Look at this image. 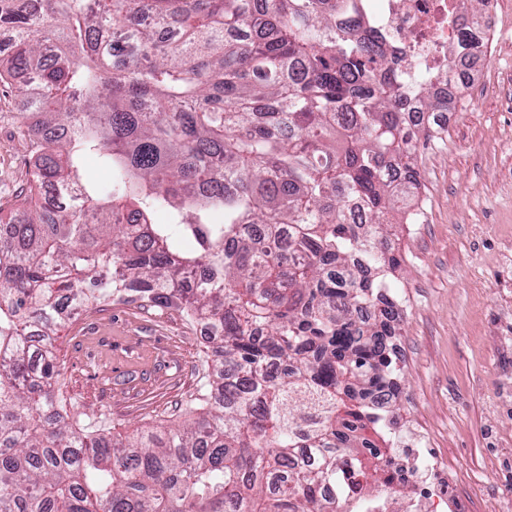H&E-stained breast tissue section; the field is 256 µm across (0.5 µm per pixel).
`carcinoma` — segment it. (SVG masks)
Segmentation results:
<instances>
[{"instance_id": "1", "label": "carcinoma", "mask_w": 512, "mask_h": 512, "mask_svg": "<svg viewBox=\"0 0 512 512\" xmlns=\"http://www.w3.org/2000/svg\"><path fill=\"white\" fill-rule=\"evenodd\" d=\"M40 4L0 0V83L40 114L0 232V512H336L338 451L385 484L355 443L397 391L384 224L418 130L381 33L355 35L354 0ZM126 294L208 323L214 363L205 416L127 443L59 411L52 352L72 311ZM85 174L89 181L107 191L112 189V172L99 164L95 157L85 161Z\"/></svg>"}]
</instances>
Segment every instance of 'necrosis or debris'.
<instances>
[{"instance_id": "obj_1", "label": "necrosis or debris", "mask_w": 512, "mask_h": 512, "mask_svg": "<svg viewBox=\"0 0 512 512\" xmlns=\"http://www.w3.org/2000/svg\"><path fill=\"white\" fill-rule=\"evenodd\" d=\"M357 2L367 26L383 35V50L394 61L401 84H425L433 97L447 102L449 111H456L463 96L451 78L455 64L487 61L486 55L461 47L458 20L464 13L463 0ZM392 434L396 445L414 448L413 463L397 458L394 448L383 449L382 459L393 481L387 490L368 498L322 485L321 496L335 500L336 512H399L396 491L403 487L413 489L418 512H438L442 503L458 497L454 481H447L437 490L424 485L422 472L436 469L438 463L434 455L421 452L419 437L401 427L393 429Z\"/></svg>"}]
</instances>
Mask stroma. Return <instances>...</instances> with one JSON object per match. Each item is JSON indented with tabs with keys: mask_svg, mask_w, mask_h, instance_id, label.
<instances>
[{
	"mask_svg": "<svg viewBox=\"0 0 512 512\" xmlns=\"http://www.w3.org/2000/svg\"><path fill=\"white\" fill-rule=\"evenodd\" d=\"M500 24L498 53L474 73L475 108L451 117L447 136L418 141L424 223L408 233L401 212L389 216L398 263L387 281L404 297L392 403L460 487L440 512H512V0ZM36 119L0 85V210L28 183ZM53 353L57 399L78 425L120 439L207 410L211 347L178 310L91 306L57 328Z\"/></svg>",
	"mask_w": 512,
	"mask_h": 512,
	"instance_id": "obj_1",
	"label": "stroma"
}]
</instances>
